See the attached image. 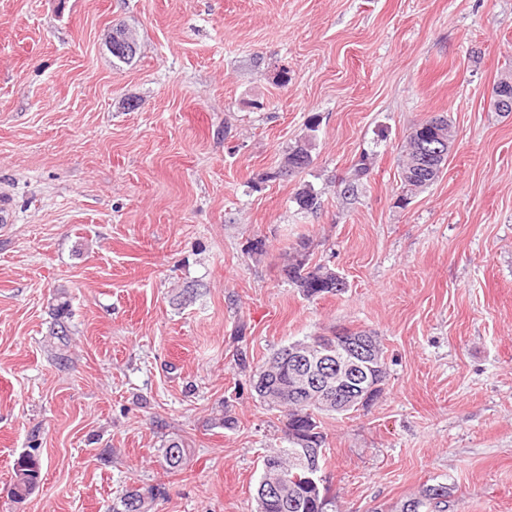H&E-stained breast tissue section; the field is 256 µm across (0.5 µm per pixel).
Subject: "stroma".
I'll return each instance as SVG.
<instances>
[{"label":"stroma","mask_w":512,"mask_h":512,"mask_svg":"<svg viewBox=\"0 0 512 512\" xmlns=\"http://www.w3.org/2000/svg\"><path fill=\"white\" fill-rule=\"evenodd\" d=\"M117 26L139 41L127 64ZM508 75L512 0H0V512L33 445L24 512H112L141 484L165 490L154 512H255L283 432L249 377L334 329L378 336L388 371L369 407L320 417L338 512L438 484L447 512H512V113L491 103ZM437 114L447 164L404 195L405 140ZM307 135L313 163L278 176ZM304 237L343 292L288 281ZM50 315L52 326L49 336L58 340V343L62 347H67L70 340L69 336H71L70 319L72 318V304L71 297L65 289L57 290L54 295L53 302L50 306ZM61 346H55L59 352H56L54 357L59 365H64L67 363L68 359L63 353ZM161 448L162 459L167 468L172 472H179L187 462L189 448H185L182 441L172 440ZM34 445L30 451L19 455L14 463V480L10 484V500L24 503L38 487L41 480L43 462Z\"/></svg>","instance_id":"stroma-1"}]
</instances>
